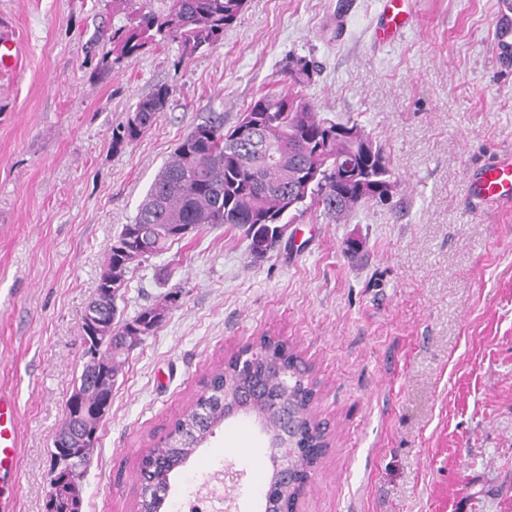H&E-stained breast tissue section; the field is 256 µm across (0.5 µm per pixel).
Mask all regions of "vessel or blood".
I'll use <instances>...</instances> for the list:
<instances>
[{
    "mask_svg": "<svg viewBox=\"0 0 512 512\" xmlns=\"http://www.w3.org/2000/svg\"><path fill=\"white\" fill-rule=\"evenodd\" d=\"M405 0H382V23L377 37L393 40L410 24ZM468 202L471 208L495 212L512 208V154L497 157L470 175ZM16 406L12 398L0 393V473L17 477L18 443L15 432Z\"/></svg>",
    "mask_w": 512,
    "mask_h": 512,
    "instance_id": "vessel-or-blood-1",
    "label": "vessel or blood"
}]
</instances>
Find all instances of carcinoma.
<instances>
[{
	"label": "carcinoma",
	"mask_w": 512,
	"mask_h": 512,
	"mask_svg": "<svg viewBox=\"0 0 512 512\" xmlns=\"http://www.w3.org/2000/svg\"><path fill=\"white\" fill-rule=\"evenodd\" d=\"M247 2L168 0L166 10L140 13L136 24L114 31L108 41L118 60L167 40L178 43L183 55L193 56L223 40L224 30L237 21ZM500 2L505 15L497 33L498 46L502 60L511 64L512 42L502 36L512 35V0ZM313 72L309 60L294 58L286 68L287 92L253 100L227 131L218 117L196 125L155 175L132 222L123 225L113 239L97 284L112 290V304L98 311L96 321L112 324L128 341L102 345L91 334L89 313H84L83 340L95 350L94 360L91 364L83 362L72 396L79 399L85 418L76 416L71 403H66L64 422L72 426L74 437L69 446L51 451V482L57 484V490L46 501L45 512H81L80 480L98 444V438L86 435L87 425L99 430L105 414L102 393L112 390L120 355L141 343L163 317V310L146 308L132 320L117 319L115 301L122 296L126 273L141 254V228L153 230L149 252L153 256L178 240L174 231L179 226L238 225L246 228L251 254L263 257L281 238L280 228L290 223V214L301 215L314 207L337 220L370 202L359 185L341 179L345 166L360 169L370 182L392 181L384 147L362 127L355 122L342 125L318 118L315 107L299 91L312 80ZM169 97L170 89L160 86L141 98L126 122L112 131V147L118 149L137 140L154 124ZM249 125L253 132L240 134ZM315 167L320 169L319 178L303 202L294 190ZM257 347L270 351L271 366H258L241 379L235 362L228 360L213 373L208 391L199 394L194 408L171 425L172 438L154 444L147 454L163 458L170 470L181 466L224 421V397L235 395L243 382L254 391L257 410L265 409L274 399L278 401L288 415L291 440L300 450L310 454L321 447L325 430L310 418L314 386L300 358L271 337H262ZM146 480L151 486L148 507L150 512H157L168 484L152 475Z\"/></svg>",
	"instance_id": "cac0c4a2"
}]
</instances>
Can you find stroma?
<instances>
[{"instance_id": "stroma-1", "label": "stroma", "mask_w": 512, "mask_h": 512, "mask_svg": "<svg viewBox=\"0 0 512 512\" xmlns=\"http://www.w3.org/2000/svg\"><path fill=\"white\" fill-rule=\"evenodd\" d=\"M380 2L248 0L210 51L164 41L107 66L105 37L163 0H0L24 53L21 71L0 70V391L17 405L21 455L17 481L0 483L4 512H44L112 240L178 140L287 90L294 57L318 69L302 92L321 117L364 126L397 186L341 224L307 211L260 260L244 228L221 224L130 269L121 319L151 306L164 319L123 358L83 512H135L143 451L265 335L301 356L310 414L327 426L297 512H512V210L467 203L468 174L512 154L500 0H412L414 23L390 45L374 38ZM161 85L164 112L113 150V129ZM246 424H220L173 472L161 512L196 482L231 512H261L271 463L260 424Z\"/></svg>"}]
</instances>
